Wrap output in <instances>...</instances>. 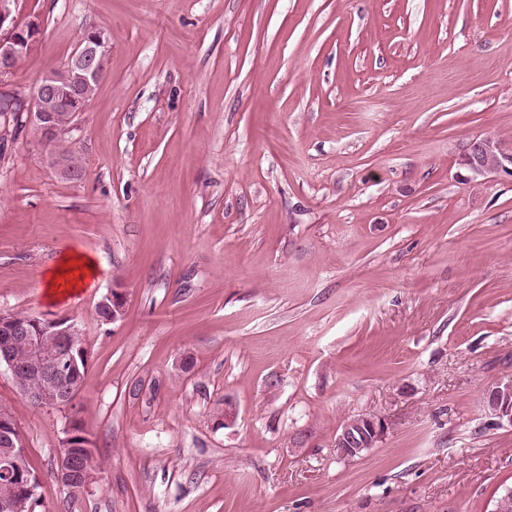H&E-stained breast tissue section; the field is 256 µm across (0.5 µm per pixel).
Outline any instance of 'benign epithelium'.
<instances>
[{
    "label": "benign epithelium",
    "instance_id": "obj_1",
    "mask_svg": "<svg viewBox=\"0 0 512 512\" xmlns=\"http://www.w3.org/2000/svg\"><path fill=\"white\" fill-rule=\"evenodd\" d=\"M17 0H0V79L10 75L15 63L27 56L36 42L38 28L33 24L21 26L16 22L11 5ZM110 46L100 30L85 32L69 65L47 74L39 84L31 106L25 109V123L31 124L49 146L57 145L70 132L72 125L58 115L60 108L72 114L84 110L87 99L80 91L100 83L104 75V60ZM463 166L471 177L512 176V144L492 136L470 142ZM105 311L102 320L115 323L122 318L125 294L110 290L100 301ZM89 364L90 354L83 345L81 327L69 318L42 319L30 314L19 317L0 313V365L11 373L19 391L38 409L73 407L77 398L72 379L79 362ZM489 411L512 423V381L499 383L488 390ZM366 428L358 432L341 427L336 434V451L345 458L360 457L388 430L382 417L364 416ZM79 420L71 413L62 441L64 448H84L85 459L73 461L69 468L58 471V480L71 492H84L93 480L95 465L90 441H74V426ZM27 455L25 440L6 413L0 414V474L10 478ZM38 480L19 483L14 498L0 503L4 512H29L36 502Z\"/></svg>",
    "mask_w": 512,
    "mask_h": 512
}]
</instances>
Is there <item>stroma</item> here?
Here are the masks:
<instances>
[{
  "label": "stroma",
  "instance_id": "obj_1",
  "mask_svg": "<svg viewBox=\"0 0 512 512\" xmlns=\"http://www.w3.org/2000/svg\"><path fill=\"white\" fill-rule=\"evenodd\" d=\"M39 28L0 94L31 99L88 29L106 73L59 177L0 114V312L69 317L97 470L54 476L71 412L0 367L37 512H493L512 488V0H18ZM93 288L50 301L60 254ZM123 317L98 321L111 289ZM238 408L223 426L224 401ZM387 433L336 455L348 417ZM471 177L512 176V145L492 136L470 142L462 160ZM471 177H467L470 180ZM486 406L493 415L512 423V381L499 383L489 389Z\"/></svg>",
  "mask_w": 512,
  "mask_h": 512
}]
</instances>
